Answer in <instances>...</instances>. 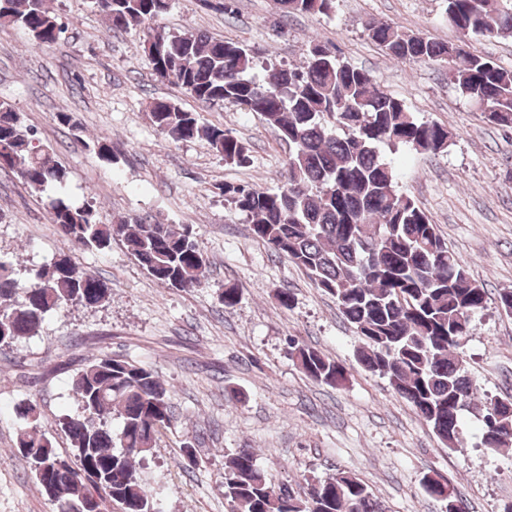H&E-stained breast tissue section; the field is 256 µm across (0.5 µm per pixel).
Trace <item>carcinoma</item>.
I'll return each mask as SVG.
<instances>
[{
    "instance_id": "1",
    "label": "carcinoma",
    "mask_w": 512,
    "mask_h": 512,
    "mask_svg": "<svg viewBox=\"0 0 512 512\" xmlns=\"http://www.w3.org/2000/svg\"><path fill=\"white\" fill-rule=\"evenodd\" d=\"M172 0H96L108 30L142 27L144 53L156 80L204 102H226L260 114L288 144L283 185L265 191L244 184L219 187L226 202L250 223L252 237L303 269L331 296L359 338L356 360L377 373L426 421L448 448L463 442L462 416L480 403L481 444L512 446V397L480 392L461 350L473 316L488 303L486 290L448 249L421 207L399 188L396 171L379 146L436 155L448 148L444 126L421 121L367 72L311 42L299 66L280 64L256 76L259 51L203 32L158 24ZM448 22L466 38L512 37V5L499 0H445ZM283 13L328 16L335 0H276ZM0 27H18L31 44L52 47L68 26L53 0H0ZM367 37L400 62L446 64L460 94L494 109L489 121L512 128V70L460 46L408 34L387 22L365 24ZM156 132L173 142L206 140L227 164L247 162L246 145L200 114L159 97L150 104ZM34 132L0 102V171L35 190L56 189L49 220L75 249L105 251L119 241L138 265L167 288L203 287L209 261L192 228L129 216L103 222L92 201L71 203L63 194L67 171L33 144ZM107 164L118 163L112 142L86 144ZM111 288L62 254L31 282L0 259V348L36 334L45 317L69 305L95 307ZM290 356L307 378L340 389L348 371L317 349L291 339ZM78 411L59 419L73 452L63 455L38 429L37 404L18 406L24 421L16 452L45 496L49 512H161L159 481L137 465L159 436L177 428L170 391L142 363L103 355L72 378ZM425 492L467 507L448 482L423 476ZM224 498L234 512H386L382 500L354 474L338 470L309 476L296 491L275 480L241 448L224 456Z\"/></svg>"
}]
</instances>
